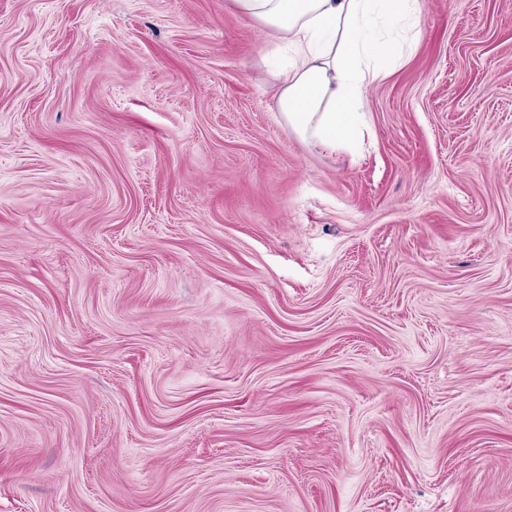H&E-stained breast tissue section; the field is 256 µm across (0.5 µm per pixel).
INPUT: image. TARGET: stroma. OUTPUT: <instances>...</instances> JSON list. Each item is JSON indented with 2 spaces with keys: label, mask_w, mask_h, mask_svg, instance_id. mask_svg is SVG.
I'll return each instance as SVG.
<instances>
[{
  "label": "stroma",
  "mask_w": 512,
  "mask_h": 512,
  "mask_svg": "<svg viewBox=\"0 0 512 512\" xmlns=\"http://www.w3.org/2000/svg\"><path fill=\"white\" fill-rule=\"evenodd\" d=\"M360 150L234 0H0V512H512V0H421Z\"/></svg>",
  "instance_id": "35a3bbf8"
}]
</instances>
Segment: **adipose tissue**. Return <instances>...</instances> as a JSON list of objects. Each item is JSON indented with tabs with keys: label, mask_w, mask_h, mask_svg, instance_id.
Returning a JSON list of instances; mask_svg holds the SVG:
<instances>
[{
	"label": "adipose tissue",
	"mask_w": 512,
	"mask_h": 512,
	"mask_svg": "<svg viewBox=\"0 0 512 512\" xmlns=\"http://www.w3.org/2000/svg\"><path fill=\"white\" fill-rule=\"evenodd\" d=\"M279 54L277 110L299 136L335 151L366 126L365 90L403 57L420 0H235Z\"/></svg>",
	"instance_id": "adipose-tissue-1"
}]
</instances>
